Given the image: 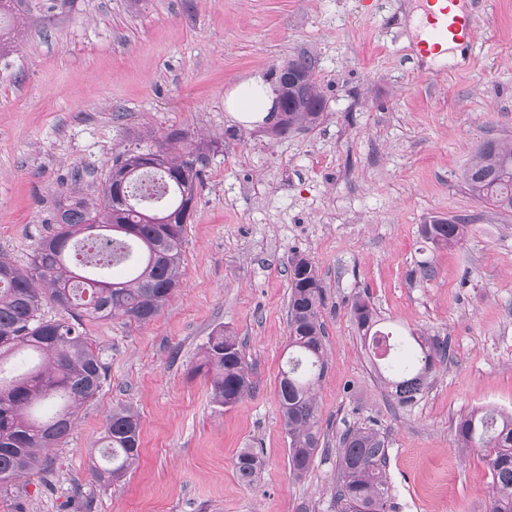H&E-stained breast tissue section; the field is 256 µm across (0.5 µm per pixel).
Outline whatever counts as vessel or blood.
Wrapping results in <instances>:
<instances>
[{
    "label": "vessel or blood",
    "mask_w": 512,
    "mask_h": 512,
    "mask_svg": "<svg viewBox=\"0 0 512 512\" xmlns=\"http://www.w3.org/2000/svg\"><path fill=\"white\" fill-rule=\"evenodd\" d=\"M426 2V24L413 44L415 53L427 58L454 46L469 47L473 41L471 18L460 0Z\"/></svg>",
    "instance_id": "vessel-or-blood-1"
}]
</instances>
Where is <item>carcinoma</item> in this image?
Masks as SVG:
<instances>
[{"label": "carcinoma", "mask_w": 512, "mask_h": 512, "mask_svg": "<svg viewBox=\"0 0 512 512\" xmlns=\"http://www.w3.org/2000/svg\"><path fill=\"white\" fill-rule=\"evenodd\" d=\"M25 0H0V57L17 47L28 21ZM290 63L307 76V98L288 89V132L319 125L325 109L313 61ZM171 131L154 147L126 149L95 196L71 193L53 215V230L38 242L29 262L17 264L0 253V488L21 478L47 474L46 457L73 431L78 409L98 395L108 376L101 349L86 335L88 321L151 322L180 287L187 225L194 212L209 146L185 144ZM461 180L477 200L512 211V146L493 140L476 145ZM467 221L433 219L422 237L434 246L464 240ZM123 264L128 276L110 277ZM288 358L280 371L278 402L288 435L293 472H306L320 445L313 389L323 376L325 287L315 265L295 256L290 262ZM66 317L41 313L43 302ZM351 313L374 356L392 350L391 333L375 329L378 315L365 299ZM419 353L386 378L393 399L410 405L422 395L448 345L418 336ZM213 402L239 404L251 391L237 337L222 328L209 336L203 363ZM458 443L483 448L492 475L488 512H512V414L474 409L456 427ZM140 454V417L116 407L106 420L100 447L91 455L92 478L112 486L122 481ZM385 438L357 428L340 442L336 512H385ZM263 461L251 448L235 460L241 480L250 482Z\"/></svg>", "instance_id": "cac0c4a2"}]
</instances>
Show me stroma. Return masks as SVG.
Wrapping results in <instances>:
<instances>
[{
  "label": "stroma",
  "instance_id": "1",
  "mask_svg": "<svg viewBox=\"0 0 512 512\" xmlns=\"http://www.w3.org/2000/svg\"><path fill=\"white\" fill-rule=\"evenodd\" d=\"M474 50L420 60L422 0H73L42 13L0 60V252L27 263L52 231L60 194L94 195L124 149L173 130L211 148L183 245L182 286L140 326L90 322L109 376L84 404L53 473L0 492V512H335L337 450L349 429L388 444L386 512H487L485 452L457 448L474 408L512 412V211L474 199L460 173L478 141L512 143V0H462ZM297 55L316 67L320 124L288 136L237 122L226 92L273 81ZM466 216L449 247L420 227ZM309 258L325 286L323 377L314 389L328 453L296 475L277 399L288 353L289 262ZM369 300L400 334L448 342L411 405L394 402L352 316ZM238 338L253 389L212 402L213 330ZM141 415L138 464L102 487L89 451L107 416ZM250 448L264 465L243 483ZM263 461L261 457L250 448L242 449L235 460V468L241 480L251 482L261 470Z\"/></svg>",
  "mask_w": 512,
  "mask_h": 512
}]
</instances>
